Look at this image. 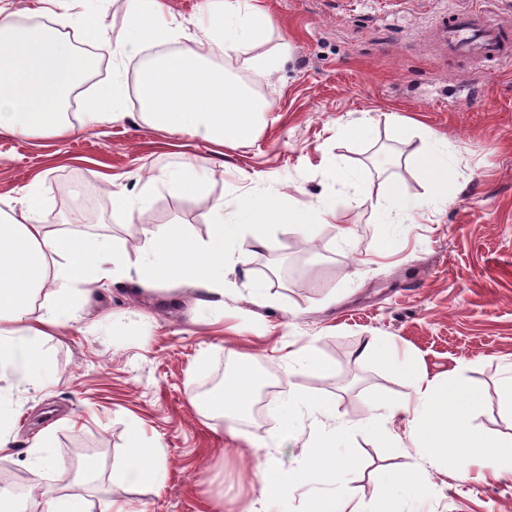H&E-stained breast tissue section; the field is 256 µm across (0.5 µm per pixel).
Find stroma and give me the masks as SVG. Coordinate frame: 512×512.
<instances>
[{
    "mask_svg": "<svg viewBox=\"0 0 512 512\" xmlns=\"http://www.w3.org/2000/svg\"><path fill=\"white\" fill-rule=\"evenodd\" d=\"M256 2L274 29L263 43L216 61L251 79L272 106L254 141L223 149L149 128L139 118V72L131 60L128 116L106 132L46 138L0 131V199L15 201L23 186L38 182L43 223L121 237L135 257L144 230L180 224L205 236L216 199L231 210L258 186L300 208L335 198L350 246L337 241L336 226L325 227L312 250L287 228L273 229L272 251L251 260L265 303L254 304L244 289H225L220 324L194 320L188 301L163 306L160 293L130 282L98 289L76 322L43 342L56 365L52 381L11 397L13 444L9 455L0 454L8 487L28 485L29 449L45 430L55 463L44 468V485L81 480L89 456L96 480H105L125 457L136 422L164 448L166 477L158 487L115 491L117 500L134 501L141 512H241L261 491L253 449L269 448L283 467L296 466L320 416L293 408L297 432L288 439L280 435L281 412L289 397L308 393L335 400L336 417L349 428L345 512H374L383 495L398 490L390 472L418 461L410 416L369 424L376 405L413 395L393 364L406 356L427 378L457 380L476 392L474 427L512 435V410L501 403L512 375V66L449 59L435 31L449 9L473 0ZM283 42L289 58L255 78L250 60ZM368 118V131L337 137L338 126ZM428 132L452 147L455 181L444 201L428 199L410 164ZM192 155L207 157L215 170L204 192L183 197L161 184L131 223L105 222L112 198L104 175L134 195L140 175ZM327 155L364 171L365 181L336 185L322 171ZM390 179L425 204L389 249L376 201ZM374 336L393 340L394 359L364 354ZM299 349L318 353L326 370L284 379L283 356ZM245 354L279 391L268 425H239L234 438L193 400L209 380H230ZM422 469L432 483L422 512H512V473L495 475L478 464L465 477L427 462Z\"/></svg>",
    "mask_w": 512,
    "mask_h": 512,
    "instance_id": "1",
    "label": "stroma"
}]
</instances>
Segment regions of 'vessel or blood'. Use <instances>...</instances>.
<instances>
[{
    "instance_id": "1",
    "label": "vessel or blood",
    "mask_w": 512,
    "mask_h": 512,
    "mask_svg": "<svg viewBox=\"0 0 512 512\" xmlns=\"http://www.w3.org/2000/svg\"><path fill=\"white\" fill-rule=\"evenodd\" d=\"M437 30L449 56L499 63L512 61V19L479 8L453 11Z\"/></svg>"
}]
</instances>
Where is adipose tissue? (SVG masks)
<instances>
[{
	"label": "adipose tissue",
	"mask_w": 512,
	"mask_h": 512,
	"mask_svg": "<svg viewBox=\"0 0 512 512\" xmlns=\"http://www.w3.org/2000/svg\"><path fill=\"white\" fill-rule=\"evenodd\" d=\"M51 12L54 25L39 29L19 24L17 15L0 8V130L30 136H62L79 128L97 127L124 120L121 77L99 88L78 121L64 110L69 94L81 76L93 69L96 56L79 54L63 31H81L86 41L110 47L113 58L131 59L145 49L188 40L187 48L161 56L139 77L136 97L141 118L152 128L171 134H189L218 146L236 147L251 142L258 133L268 104L258 101L250 84L227 77L211 68L213 59L233 49L258 44L274 27L272 18L253 0H204L200 16L184 26L168 0H123L128 35L112 42L97 11L87 0H37ZM413 165L435 200L448 197L454 180L447 142L430 138ZM214 173L209 162L194 157L178 169L148 176L138 195L119 189L112 193L114 224L131 223L138 205L146 203L157 184L166 183L181 196L201 192ZM19 216L0 210V372L16 385L44 387L55 368L41 342L48 330L68 326L97 286L106 279H131L146 291H163L174 299L190 294L197 310L211 312L224 307V273L240 271L254 303L266 299L264 285L251 276L253 255L269 250L271 227L288 228L304 243H315L325 226L337 217L336 200L324 197L316 204L296 209L262 192L242 198L233 211L223 200L212 206L205 236L182 225L167 224L145 233V248L130 259L124 241L116 236L97 238L42 224L38 184L26 186ZM423 205L408 195L398 181H387L376 202L385 220V240L395 243L404 234V221ZM403 376L418 396L416 406L402 401L391 405L388 416L413 412L414 446L422 460L467 473L473 464L493 471L512 472V450L504 441L478 432L471 424L474 394L458 381L425 380L417 363H399ZM262 383L251 367L238 369L221 390L196 397V405L216 418L246 415L254 392ZM294 404L317 410L325 423L304 446L296 468H282L271 452L256 453L261 497L248 512H270L272 497H285L304 486L336 480L351 466L338 452L347 428L338 423L336 404L312 395H298ZM46 459L35 456L31 489L41 491L47 512H139L132 502L116 504L112 497L90 500L78 489L43 488L39 475ZM165 450L147 441L138 423L129 428V451L121 466L113 469L109 483L126 489L137 485H161ZM404 498L383 496L376 512H404L405 500L427 496L430 487L421 467L409 464L395 474Z\"/></svg>",
	"instance_id": "obj_1"
}]
</instances>
